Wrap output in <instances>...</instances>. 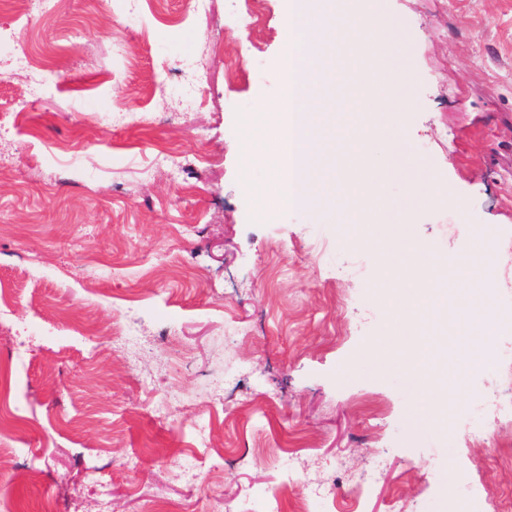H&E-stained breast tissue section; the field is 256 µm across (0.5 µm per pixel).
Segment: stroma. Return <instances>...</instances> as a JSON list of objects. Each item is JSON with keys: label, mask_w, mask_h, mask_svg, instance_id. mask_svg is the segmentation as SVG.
Segmentation results:
<instances>
[{"label": "stroma", "mask_w": 512, "mask_h": 512, "mask_svg": "<svg viewBox=\"0 0 512 512\" xmlns=\"http://www.w3.org/2000/svg\"><path fill=\"white\" fill-rule=\"evenodd\" d=\"M0 0V512H455L449 481L512 512V418L490 439L412 436L414 395L375 347L382 258L450 257L495 229L512 277V0H384L394 114L449 206L387 184L390 231L251 221L236 113L283 82V0ZM179 154L188 169L160 164ZM332 486L330 498L311 496Z\"/></svg>", "instance_id": "1"}]
</instances>
